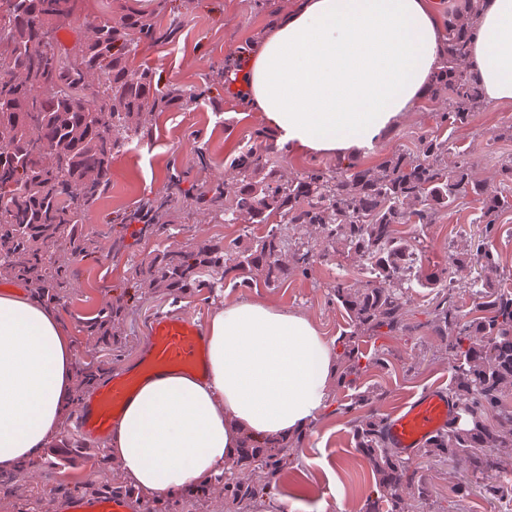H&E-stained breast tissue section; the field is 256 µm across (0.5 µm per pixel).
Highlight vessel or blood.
Instances as JSON below:
<instances>
[{"label": "vessel or blood", "mask_w": 512, "mask_h": 512, "mask_svg": "<svg viewBox=\"0 0 512 512\" xmlns=\"http://www.w3.org/2000/svg\"><path fill=\"white\" fill-rule=\"evenodd\" d=\"M207 367L203 331L181 313L161 312L145 328V346L136 362L112 373L78 411L80 432L96 440L108 434L112 422L135 389L148 377L179 369L203 374ZM446 393L430 390L405 403L387 420L388 435L402 453L419 448L446 426L450 418ZM132 497L89 490L57 500L55 512H136Z\"/></svg>", "instance_id": "vessel-or-blood-1"}]
</instances>
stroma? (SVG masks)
Listing matches in <instances>:
<instances>
[{"label":"stroma","instance_id":"35a3bbf8","mask_svg":"<svg viewBox=\"0 0 512 512\" xmlns=\"http://www.w3.org/2000/svg\"><path fill=\"white\" fill-rule=\"evenodd\" d=\"M290 3L264 0L258 7L254 0H189L181 10V26L173 42L141 46L137 63L154 68L162 84L193 86L204 95L191 109L156 114L151 140L131 141L112 159L108 187L93 207L97 256L76 265L74 285L56 305L63 326L78 345V364L103 366L112 372L130 367L144 348L146 323L155 313H184L203 323L223 302L240 299L267 301L305 314L333 343L348 332L347 315L330 301L329 286L336 277L358 282L362 275L357 264L340 256L315 263L308 275L291 277L276 288L257 282L247 288L228 285L216 293L197 290L175 300L149 295L135 299L118 329L121 345L116 349L97 343L84 331L85 320L123 292L131 255L145 256L169 242L237 237V225L199 212L186 223L172 225L169 237L145 238L134 242L133 254H116L110 226L142 199L163 190L174 172H183L188 186L220 182L229 176L230 160L261 129L262 120L248 111L245 102L230 97L223 81L212 79V68L248 50ZM511 124L512 101L489 102L468 130L448 132L466 149L477 177L493 187L498 184L500 155L512 154V141L497 142L493 136ZM435 128L433 112L417 104L361 162L367 167L377 165L399 146L412 145L420 132ZM478 215L476 202L468 196L460 207L443 213L438 223L409 226L405 232L421 242L423 265L442 267L448 263L450 241L472 234ZM435 304L434 292L414 288L412 331L360 345L368 357L380 348L388 351L386 366L370 367L361 379L362 387L383 392L379 411L384 415H391L425 391L448 389L452 369L444 345L430 325ZM351 395V389L344 387L333 391L328 406L301 440L302 454L291 456L285 477L255 502L252 512H360L373 476L355 446L352 416L336 411ZM78 409V404L70 405L62 440L45 449L32 467L19 472L8 492L0 493V512H54L56 499L90 483L99 490L131 493V486L116 477L107 451L83 447L76 423Z\"/></svg>","mask_w":512,"mask_h":512}]
</instances>
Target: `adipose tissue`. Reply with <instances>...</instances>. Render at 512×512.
Here are the masks:
<instances>
[{
	"instance_id": "ef3b65f1",
	"label": "adipose tissue",
	"mask_w": 512,
	"mask_h": 512,
	"mask_svg": "<svg viewBox=\"0 0 512 512\" xmlns=\"http://www.w3.org/2000/svg\"><path fill=\"white\" fill-rule=\"evenodd\" d=\"M434 0H293L236 77L275 145L348 161L375 149L424 98L445 30ZM469 69L487 101L512 100V0H484ZM204 375L145 380L105 446L150 500L210 481L260 444L303 436L339 383L337 355L305 315L227 303L204 331ZM76 347L36 296L0 294V472L39 459L64 430Z\"/></svg>"
}]
</instances>
